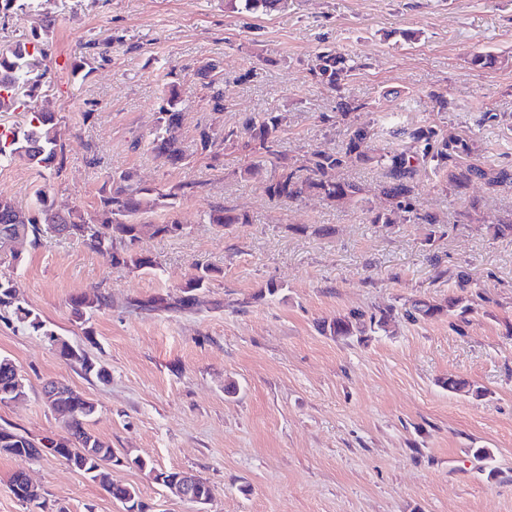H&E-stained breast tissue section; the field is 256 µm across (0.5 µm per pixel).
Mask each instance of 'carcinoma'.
Masks as SVG:
<instances>
[{"instance_id": "carcinoma-1", "label": "carcinoma", "mask_w": 512, "mask_h": 512, "mask_svg": "<svg viewBox=\"0 0 512 512\" xmlns=\"http://www.w3.org/2000/svg\"><path fill=\"white\" fill-rule=\"evenodd\" d=\"M276 2L278 0H228V5L239 14H255ZM20 15L33 17L35 25L30 35L0 47V115L29 112L31 120L23 126L0 125V166L19 158L32 167L51 171L63 155L64 133L54 114L36 110L32 107V100L42 87V68L47 61L44 38L51 32L53 22L41 16L37 0H0L1 26H6L11 18ZM356 69L357 64L352 57L335 50L317 54L310 64L313 79L336 91V109L348 121L347 139L341 149L315 148L299 158L287 156L278 150L283 118L276 112L248 115L241 124L224 129L221 136L209 126L200 127L195 138L196 149L215 159L219 157L220 150L226 148L247 154L269 155L273 175L265 185V192L270 199L298 201L315 194L330 204L366 206L372 213L373 224H394L399 218L407 223H437L436 216L422 214L416 207L415 176L421 166L430 167L439 182L456 194L463 193L474 181H482L491 187L512 183V169L482 161L480 146L472 136H448L430 124L397 127L390 131V136L404 141L405 145L371 151V143L382 132L372 125H356L350 121V116L362 110L364 104L344 95V81ZM197 76L203 86L213 90L214 107H222L223 95L218 86L224 81V74L219 64H202ZM183 104L176 85H171L149 139L151 149L175 167L187 160L182 143L175 136V130L182 122ZM357 163H376L387 168L389 181L380 190L388 202L387 206L370 207L369 201L361 197L359 186L338 177L342 167ZM110 180L111 186L101 190L99 205L90 217L78 211H56L47 186L37 190L27 207L0 197V311L10 313L19 326L37 332L44 328L32 310L20 302L13 278L2 269V266L17 260L14 244L18 239H28L35 246L46 231L56 224H63L67 229L66 236L83 239L91 250L106 257L114 267L154 269L159 265L157 258L148 251L135 250L134 246L146 236L182 233V224L173 217L161 224H152L145 220L144 215L155 209H175L181 198L194 192L195 184L142 187L133 182V175L127 171L113 174ZM207 219L208 223L218 227L250 223L247 214L222 206L212 209ZM209 280L210 270L203 269L190 278L182 295L155 296L148 301L146 309L154 312L190 310L196 301L195 291L207 287ZM106 305L105 296L98 294L77 296L71 300L73 316L80 323L86 322L90 311ZM458 306L463 313L469 310L461 297L450 299L444 305L419 300L406 309V314L414 321L426 320L445 311L451 313ZM391 315L390 309L368 317L362 312H353L322 327V331L338 338H362L370 328L387 330ZM59 349L62 358L79 365L84 373L92 374L100 381L107 380L106 370L85 351L72 348L64 340L60 342ZM15 371L16 365L12 360L0 357L1 405L20 402L27 397L26 385L19 386L15 381ZM51 409L66 417V435L36 440L26 433L0 426V453L24 462L49 453L98 483L113 500L123 505L131 503L138 506V512H147V505L138 490L112 481L101 462L109 460L113 465L124 462L141 470L148 467V463L140 457L118 458L112 448L91 431L90 421L96 412L95 405L86 403L82 396L69 388L67 395L59 398ZM150 471L154 473L156 468L152 467Z\"/></svg>"}]
</instances>
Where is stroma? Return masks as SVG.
<instances>
[{
	"mask_svg": "<svg viewBox=\"0 0 512 512\" xmlns=\"http://www.w3.org/2000/svg\"><path fill=\"white\" fill-rule=\"evenodd\" d=\"M42 8L56 23L36 105L60 121L63 162L57 172L22 161L0 167V196L25 206L46 184L59 211L90 213L121 171L150 187L200 189L174 213L151 214L184 227L142 240L156 270L112 266L75 237L18 243L17 295L45 330L0 316V356L27 386L25 400L0 405V424L36 439L64 434L42 388L65 381L96 404L90 428L118 457L150 462L111 470L150 512H512V236H492L480 222H512V184L477 181L458 197L423 167L417 207L437 223L374 224L365 208L316 196L270 200L273 169L261 155L228 150L214 161L195 149L198 126L219 131L254 112L282 114L288 156L339 149L344 121L322 119L336 95L309 74L328 48L359 64L345 85L365 105L358 122L440 124L473 135L487 163L512 166V0H283L255 16L226 0H44ZM480 53L491 64L474 65ZM210 60L224 69L220 112L196 75ZM173 79L189 155L178 167L148 145ZM250 164L258 173L241 178ZM216 205L249 223H208ZM203 268L211 279L194 308H134L181 294ZM84 292L107 305L83 325L70 301ZM461 294L472 304L464 326L445 313L414 322L403 311ZM389 306L387 331L365 340L321 330ZM49 330L104 367L108 381L61 358ZM451 375L482 396L443 388ZM478 448L490 459L477 458ZM155 467L193 470L214 487L213 500L197 509L157 484ZM26 469L54 512H123L52 455Z\"/></svg>",
	"mask_w": 512,
	"mask_h": 512,
	"instance_id": "1",
	"label": "stroma"
}]
</instances>
